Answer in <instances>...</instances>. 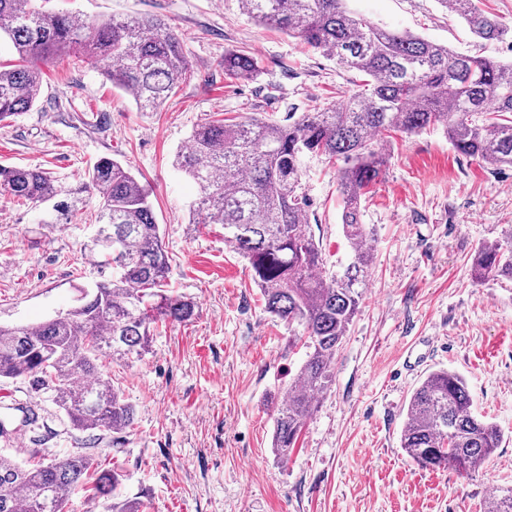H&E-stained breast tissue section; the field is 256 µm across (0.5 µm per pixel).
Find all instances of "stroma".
Wrapping results in <instances>:
<instances>
[{
	"label": "stroma",
	"instance_id": "obj_1",
	"mask_svg": "<svg viewBox=\"0 0 512 512\" xmlns=\"http://www.w3.org/2000/svg\"><path fill=\"white\" fill-rule=\"evenodd\" d=\"M89 19L150 14L181 35L190 73L155 112L139 111L98 65L64 59L44 69L35 105L0 123V164L39 167L76 207L54 223L44 210L0 195V324L45 320L93 288L99 257L87 217L94 161H120L145 184L169 255L168 284L194 301L191 321L162 323L141 358L105 359L136 411L125 434L75 429L49 395L0 379V420L16 427L23 406L39 420L21 441L0 437L22 465L80 452L121 476L118 499L139 512H485L512 488V280L475 281L482 242L512 228V167L458 154L439 129L386 134L389 159L361 203L373 264L359 311L288 462L271 452L268 393L305 359L287 325L264 310L247 260L220 224H194L198 187L175 164L196 125L257 118L284 123L339 105L364 76L299 40L265 28L240 0H50ZM390 29L459 53L512 59V42H479L438 0H350ZM229 51L255 57L256 80H229ZM341 161L304 160L308 217L328 268L348 264ZM461 374L477 414L504 440L471 475L416 465L400 446L413 389L432 371Z\"/></svg>",
	"mask_w": 512,
	"mask_h": 512
}]
</instances>
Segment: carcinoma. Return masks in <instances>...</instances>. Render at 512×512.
Segmentation results:
<instances>
[{
	"instance_id": "carcinoma-1",
	"label": "carcinoma",
	"mask_w": 512,
	"mask_h": 512,
	"mask_svg": "<svg viewBox=\"0 0 512 512\" xmlns=\"http://www.w3.org/2000/svg\"><path fill=\"white\" fill-rule=\"evenodd\" d=\"M481 0H439L484 41L512 37V28L486 15ZM257 23L288 33L336 64L366 76L362 88L337 107L304 112L290 124L250 118L214 120L196 128L175 165L199 187L192 223L221 224L224 243L247 258L264 308L288 328L303 330L306 359L269 405L272 451L288 460L314 409V396L334 380L336 352L363 299L371 263L370 231L360 221L364 190L387 163L382 131L408 135L441 127L460 154L512 167V61L458 54L420 36L383 28L347 7V0H242ZM16 64L0 66V123L28 111L42 88L40 64L91 58L112 85L131 93L137 108L154 112L189 73L180 35L154 15L86 20L77 12H48L41 0H0V41ZM224 76L252 80L259 64L243 52L224 54ZM343 159L339 190L342 225L352 248L343 271L325 268L307 222L302 158ZM98 197L91 215L94 247L116 275L81 291L79 304L36 324L0 325V378H23L50 393L82 430L120 433L134 424V408L103 378V360L140 357L159 321L181 323L194 302L166 289L169 256L149 189L118 161L100 158L88 172ZM0 191L34 206L54 202L71 210L62 187L37 168L0 166ZM477 277L512 278V231L478 251ZM92 379L77 385L74 375ZM473 396L458 373H429L413 390L400 436L421 467L467 475L487 463L502 430L471 413ZM106 512H138L114 501L117 473L98 469L84 454L48 464L21 465L0 452V512H64L86 475ZM486 512H512V489L493 496Z\"/></svg>"
}]
</instances>
